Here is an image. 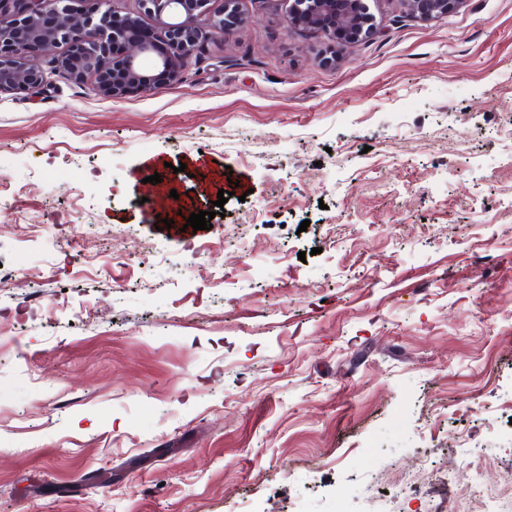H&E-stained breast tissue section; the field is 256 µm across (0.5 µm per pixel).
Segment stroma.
<instances>
[{
  "mask_svg": "<svg viewBox=\"0 0 512 512\" xmlns=\"http://www.w3.org/2000/svg\"><path fill=\"white\" fill-rule=\"evenodd\" d=\"M368 6L340 46L242 0L178 79L0 94V512L512 493V0ZM406 9L415 16L433 18L447 14L459 0H401Z\"/></svg>",
  "mask_w": 512,
  "mask_h": 512,
  "instance_id": "stroma-1",
  "label": "stroma"
}]
</instances>
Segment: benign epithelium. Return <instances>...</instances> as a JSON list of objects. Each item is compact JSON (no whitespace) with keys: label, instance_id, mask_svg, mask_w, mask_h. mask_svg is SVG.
I'll use <instances>...</instances> for the list:
<instances>
[{"label":"benign epithelium","instance_id":"7a95c632","mask_svg":"<svg viewBox=\"0 0 512 512\" xmlns=\"http://www.w3.org/2000/svg\"><path fill=\"white\" fill-rule=\"evenodd\" d=\"M71 0H0V93L41 90L47 73L35 60L38 51L60 44L68 53L50 63L76 82L94 81L97 92L118 97L155 81L176 78L202 43L225 36L241 20V0H223L209 11L210 0H138L143 13L168 30L169 49L131 36L137 15H118L106 8L109 0H84L74 14ZM413 15L433 18L452 10L459 0H402ZM291 21L327 31L337 42L351 43L373 34L367 0H293ZM155 57L154 73L141 67Z\"/></svg>","mask_w":512,"mask_h":512}]
</instances>
